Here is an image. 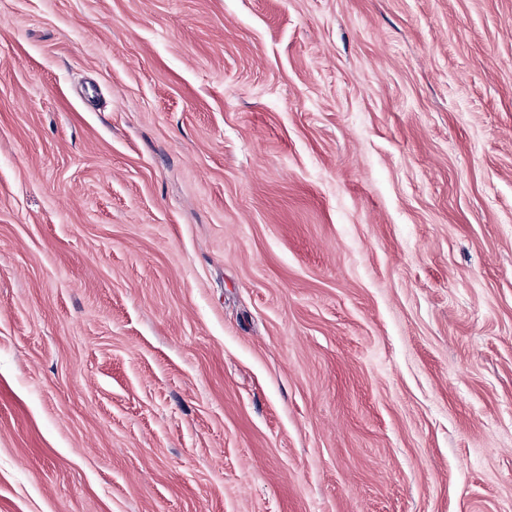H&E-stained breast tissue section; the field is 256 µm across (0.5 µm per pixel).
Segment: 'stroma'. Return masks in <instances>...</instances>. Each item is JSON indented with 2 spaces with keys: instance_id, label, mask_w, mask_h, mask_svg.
Wrapping results in <instances>:
<instances>
[{
  "instance_id": "35a3bbf8",
  "label": "stroma",
  "mask_w": 512,
  "mask_h": 512,
  "mask_svg": "<svg viewBox=\"0 0 512 512\" xmlns=\"http://www.w3.org/2000/svg\"><path fill=\"white\" fill-rule=\"evenodd\" d=\"M0 512H512V0H0Z\"/></svg>"
}]
</instances>
